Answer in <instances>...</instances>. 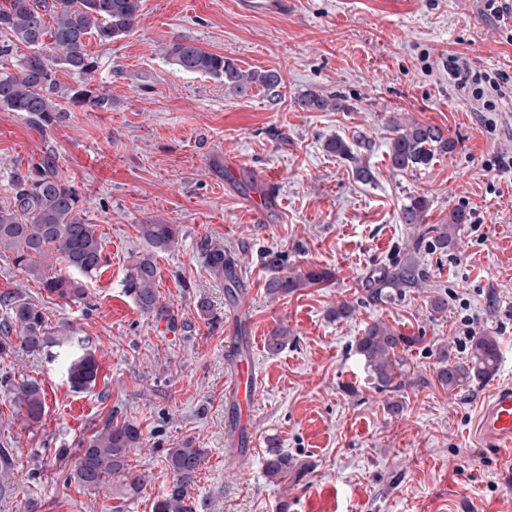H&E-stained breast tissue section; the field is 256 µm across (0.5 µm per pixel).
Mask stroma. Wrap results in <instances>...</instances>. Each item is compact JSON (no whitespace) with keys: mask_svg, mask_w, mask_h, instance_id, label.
<instances>
[{"mask_svg":"<svg viewBox=\"0 0 512 512\" xmlns=\"http://www.w3.org/2000/svg\"><path fill=\"white\" fill-rule=\"evenodd\" d=\"M176 39L245 70H278L282 83L237 94L172 64L162 49ZM88 50L111 109L76 106L49 125L0 109V204L16 173L53 158L81 184L104 258L83 298L51 300L0 256V294L21 293L51 325L75 329L62 344L0 361V448L14 459L0 512H152L173 481L163 451L186 442L206 451L193 492L204 512H512V447L488 452L472 432L493 388L512 384V172L486 169L512 157V97L480 112L448 77L452 53L512 76V44L482 0H143L134 32ZM310 89L339 95L340 108L295 107ZM393 116L440 127L455 150L420 170L393 168ZM336 139L352 158L327 150ZM362 167L371 180L358 177ZM257 194L266 201L258 214L248 206ZM413 197L427 202L425 224L399 220ZM458 210L467 220L454 245L433 247L424 228ZM149 220L178 228L172 250L155 256L166 319L143 312L126 286L149 251L136 230ZM207 241L235 258V294L211 275ZM271 250L289 274L330 278L271 296ZM408 259L425 280L372 300L373 279ZM436 298L447 303L439 315ZM202 300L218 329L200 317ZM342 304L352 314L335 317ZM467 315L476 333L497 337L498 370L449 392L436 381V349L450 345L465 360ZM376 321L412 340L395 390H379L356 351ZM279 325L288 342L273 354L266 341ZM86 352L99 374L78 390L66 369ZM237 356L259 376L243 425L224 400ZM23 379L46 394L33 428L5 389ZM111 416L142 433L130 453L145 478L134 501L66 480L81 443ZM272 448L295 472L267 477Z\"/></svg>","mask_w":512,"mask_h":512,"instance_id":"obj_1","label":"stroma"}]
</instances>
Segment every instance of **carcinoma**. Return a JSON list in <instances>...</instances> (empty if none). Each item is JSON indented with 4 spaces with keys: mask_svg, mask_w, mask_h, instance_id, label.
<instances>
[{
    "mask_svg": "<svg viewBox=\"0 0 512 512\" xmlns=\"http://www.w3.org/2000/svg\"><path fill=\"white\" fill-rule=\"evenodd\" d=\"M142 16V0H4L0 4V109L26 112L49 122L63 111L57 69L83 77L82 88L71 89L69 101L74 106L105 109L108 97L93 90L91 82L96 62L87 49L90 38L101 44L116 42L133 32ZM165 55L180 70L224 79V84L244 95L253 86L268 90L278 88L281 74L274 69L243 70L232 59L203 50L185 40H173L164 48ZM17 58L14 68L6 61ZM303 111L337 109L335 98L309 90L295 99ZM391 165L398 170L427 167L440 155L455 150V142L435 125L391 119L389 127ZM81 186L63 176L53 160H44L18 173L12 180V197L0 206V254H12L14 266L26 277L39 282L50 294L62 299L84 296L79 277L96 274L103 264V247L94 225L81 208ZM427 203L412 198L400 212L403 224H422ZM140 237L152 252L137 259L128 273V288L140 309L158 317L166 315L156 286L155 254L172 249L178 228L173 224L148 222L137 225ZM206 263L217 279L226 280L225 288L239 287L236 260L218 243L205 248ZM60 262L68 272L56 273L52 265ZM267 265L276 273L268 280L271 295L286 294L295 288L325 280L322 272L310 271L296 276L278 275L284 269L281 254L271 251ZM423 278L418 266L409 264L386 271L374 280V298H381L388 288H409ZM10 316L0 323V359L16 352L42 351L51 342L50 334L70 333L68 323L53 329L43 309L11 293L0 296ZM410 339L392 327L374 322L366 326L356 343L373 378L382 390L401 386L407 375V360L400 353ZM499 343L489 334L472 337L468 356L454 362L448 349L438 351V384L452 392L483 382L498 369ZM98 362L85 353L73 360L68 377L77 389L96 381ZM13 400L25 423L32 427L40 422L46 410L45 391L33 379L10 384ZM142 434L135 424L108 421L82 445L70 478L79 487L95 491L113 482L122 499L137 498L144 479L131 468L130 451L141 447ZM206 449L187 443L165 449V463L174 479L166 494L154 501L152 512H197L191 496L196 474L204 461ZM292 459L270 450L266 474L275 479L288 476ZM14 475L12 458L0 449V495L11 490Z\"/></svg>",
    "mask_w": 512,
    "mask_h": 512,
    "instance_id": "carcinoma-1",
    "label": "carcinoma"
}]
</instances>
